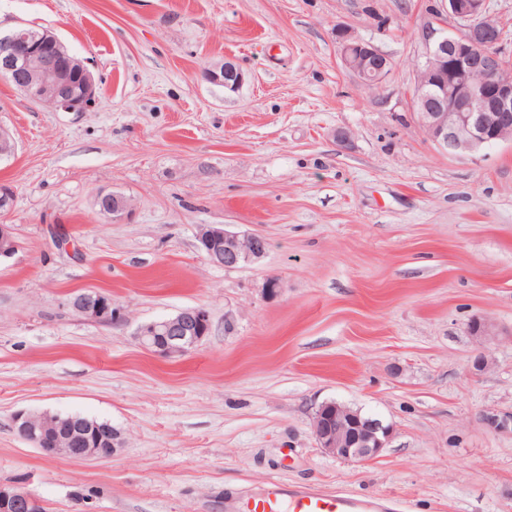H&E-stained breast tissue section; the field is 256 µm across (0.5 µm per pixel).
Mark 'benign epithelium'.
Segmentation results:
<instances>
[{
    "label": "benign epithelium",
    "mask_w": 512,
    "mask_h": 512,
    "mask_svg": "<svg viewBox=\"0 0 512 512\" xmlns=\"http://www.w3.org/2000/svg\"><path fill=\"white\" fill-rule=\"evenodd\" d=\"M441 11L460 25L450 32L446 24L422 30L426 53L417 74L411 108L430 139L448 154H463L508 140L512 133V73L501 59L503 33L486 16V0H442ZM336 43L343 65L367 85L378 84L390 61L374 44L346 26H336ZM209 80L235 92L244 74L233 62L206 71ZM0 78L35 105L63 112H86L98 102V84L92 72L69 54L51 32L35 33L23 26L0 35ZM103 214L118 216L128 200L112 192L97 195ZM199 249L213 265L240 268L261 261L268 249L257 233H239L222 224L199 228ZM14 226L0 222V261L15 254ZM66 305L82 318L99 325L125 319L121 306L99 289L80 288ZM211 332L209 312L186 308L177 314L143 323L136 336L140 344L163 357L178 358L197 348ZM18 435L51 457L83 460L110 458L122 447L121 432L82 422L64 447L47 446L48 433L35 415L18 412L13 417ZM318 447L348 461L379 455L392 438L391 426L376 418H362L336 401L320 404L312 417ZM38 501L19 487L0 484V512H33Z\"/></svg>",
    "instance_id": "1"
}]
</instances>
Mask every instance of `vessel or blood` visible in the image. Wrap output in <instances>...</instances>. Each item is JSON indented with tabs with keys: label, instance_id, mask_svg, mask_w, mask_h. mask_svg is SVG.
<instances>
[{
	"label": "vessel or blood",
	"instance_id": "b4317fda",
	"mask_svg": "<svg viewBox=\"0 0 512 512\" xmlns=\"http://www.w3.org/2000/svg\"><path fill=\"white\" fill-rule=\"evenodd\" d=\"M391 500L344 492L324 493L307 486L271 483L251 512H392Z\"/></svg>",
	"mask_w": 512,
	"mask_h": 512
}]
</instances>
